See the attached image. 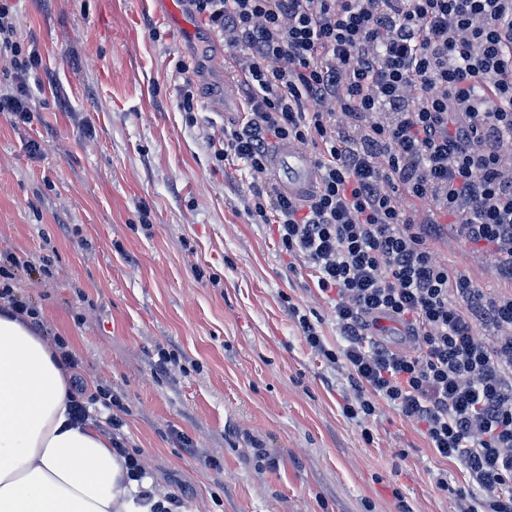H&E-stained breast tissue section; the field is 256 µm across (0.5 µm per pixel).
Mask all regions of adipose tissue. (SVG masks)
Returning <instances> with one entry per match:
<instances>
[{"instance_id":"obj_1","label":"adipose tissue","mask_w":512,"mask_h":512,"mask_svg":"<svg viewBox=\"0 0 512 512\" xmlns=\"http://www.w3.org/2000/svg\"><path fill=\"white\" fill-rule=\"evenodd\" d=\"M52 346L0 315V512H143L108 435L73 421Z\"/></svg>"}]
</instances>
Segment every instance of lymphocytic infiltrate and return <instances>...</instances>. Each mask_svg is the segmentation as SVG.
<instances>
[{
    "mask_svg": "<svg viewBox=\"0 0 512 512\" xmlns=\"http://www.w3.org/2000/svg\"><path fill=\"white\" fill-rule=\"evenodd\" d=\"M224 42V69L244 111L209 136L217 166L239 160L251 178L243 211L275 228L289 257L308 263L335 321L298 303L288 313L311 352L346 371L343 415L368 427L380 405L417 424L437 457L467 477L448 487L455 512H512V0H190ZM0 0V52L12 84L0 112L32 116L28 75L37 50L16 40ZM311 151L320 170L307 199L269 174L273 148ZM484 246L504 288L490 294L438 260L448 234ZM52 275L49 259L0 260V312L52 336L70 370L79 362L36 305L15 292L21 274ZM408 347L373 334L379 318ZM93 402L126 477L148 471L111 386Z\"/></svg>",
    "mask_w": 512,
    "mask_h": 512,
    "instance_id": "obj_1",
    "label": "lymphocytic infiltrate"
}]
</instances>
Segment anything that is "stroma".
Segmentation results:
<instances>
[{
    "mask_svg": "<svg viewBox=\"0 0 512 512\" xmlns=\"http://www.w3.org/2000/svg\"><path fill=\"white\" fill-rule=\"evenodd\" d=\"M11 4L17 40L42 64L30 123L0 112V250L51 257L50 283L19 287L81 357L85 392L122 394L149 481L183 486L189 512H398L402 501L454 512L431 482L463 477L413 421L381 408L368 441L343 416L346 376L311 354L288 314L292 300L313 309L335 343L308 268L248 221L241 163L213 164L209 125L233 118L223 42L198 18L185 40L157 0ZM181 60L200 105L192 121L178 107ZM439 256L500 291L485 253L452 237ZM160 347L177 363L158 376Z\"/></svg>",
    "mask_w": 512,
    "mask_h": 512,
    "instance_id": "obj_1",
    "label": "stroma"
}]
</instances>
